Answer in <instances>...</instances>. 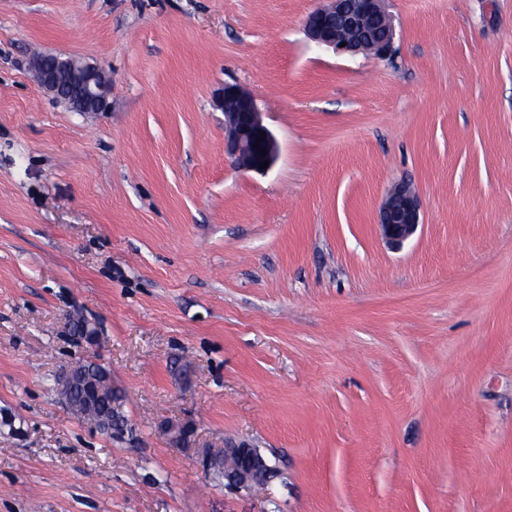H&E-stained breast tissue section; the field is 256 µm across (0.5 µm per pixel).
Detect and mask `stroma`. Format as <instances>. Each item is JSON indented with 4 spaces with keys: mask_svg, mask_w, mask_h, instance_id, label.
Listing matches in <instances>:
<instances>
[{
    "mask_svg": "<svg viewBox=\"0 0 512 512\" xmlns=\"http://www.w3.org/2000/svg\"><path fill=\"white\" fill-rule=\"evenodd\" d=\"M318 4L0 0V512H512V0H388L385 59L311 42ZM41 53L102 67L109 109L55 102ZM227 83L266 174L224 154ZM85 361L124 437L59 402ZM228 439L264 490L205 470ZM218 105L224 111L225 155L240 171L266 174L278 158L279 146L253 96L242 86L227 83ZM262 137L266 140L258 141ZM265 161H269L267 169H260ZM378 224L386 244L399 249L420 225L419 197L408 182L393 184L379 209ZM79 368L83 370L86 375L98 380L104 396V402L109 410L112 412L114 404V407L119 410L120 414L125 419L121 411L122 405L124 404V393L120 389L112 386V378L109 372L104 367L95 363H85L80 365ZM202 456L208 470L219 468L215 456H224L223 460L232 461V468L224 471V481L226 486L238 491H251L254 487L267 485L275 473L260 449L247 442L225 446L224 451L215 456L204 450Z\"/></svg>",
    "mask_w": 512,
    "mask_h": 512,
    "instance_id": "35a3bbf8",
    "label": "stroma"
}]
</instances>
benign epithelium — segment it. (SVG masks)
Here are the masks:
<instances>
[{"label": "benign epithelium", "instance_id": "1", "mask_svg": "<svg viewBox=\"0 0 512 512\" xmlns=\"http://www.w3.org/2000/svg\"><path fill=\"white\" fill-rule=\"evenodd\" d=\"M370 16L382 18L387 27L386 37L374 43L367 41L363 30V21ZM305 31L313 42L351 56L370 53L385 58L392 52L395 38L385 0H325V5L307 16ZM32 68L39 86L68 109L77 112L108 109L112 81L102 68L75 57L52 54L35 57ZM218 105L224 111L225 155L240 171L267 173L259 165L266 161L274 165L279 146L253 96L236 83H226ZM262 136L266 140L258 141ZM378 224L386 244L393 249L401 248L416 233L420 225V202L410 183L398 182L388 189L379 209ZM80 375L76 366L62 374L57 382L61 397L69 396ZM77 417L99 430L113 428L116 434H121V423L115 415L109 419L86 406ZM161 428L177 447L187 445L193 434L192 426L186 422L167 421ZM224 459L232 463V468L224 472L225 485L238 491L264 486L275 473L260 449L247 442L225 447Z\"/></svg>", "mask_w": 512, "mask_h": 512}]
</instances>
